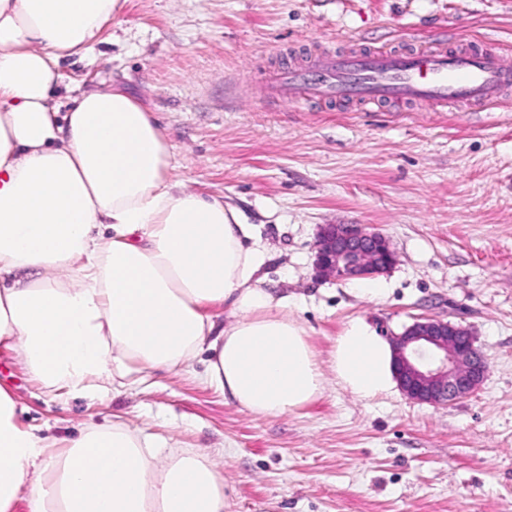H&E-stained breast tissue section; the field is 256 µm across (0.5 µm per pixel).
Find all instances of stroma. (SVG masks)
<instances>
[{
	"mask_svg": "<svg viewBox=\"0 0 512 512\" xmlns=\"http://www.w3.org/2000/svg\"><path fill=\"white\" fill-rule=\"evenodd\" d=\"M451 35L512 51V0H125L66 89L135 95L170 146L179 188L230 200L270 251L265 287L295 297L322 362L352 319L385 337L418 316L469 327L486 373L450 405L361 401L326 372L297 413L225 403L193 371L150 373L104 398L49 395L0 343V385L37 434L69 438L119 419L209 453L228 512H512V100L488 110L360 109L265 98L257 75L316 45L423 44ZM386 235L377 282L322 280L319 225Z\"/></svg>",
	"mask_w": 512,
	"mask_h": 512,
	"instance_id": "1",
	"label": "stroma"
}]
</instances>
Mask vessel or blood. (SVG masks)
Masks as SVG:
<instances>
[{
    "mask_svg": "<svg viewBox=\"0 0 512 512\" xmlns=\"http://www.w3.org/2000/svg\"><path fill=\"white\" fill-rule=\"evenodd\" d=\"M265 86L302 104L429 109L484 107L512 90V63L495 49L440 40L405 48H317L310 59L264 72Z\"/></svg>",
    "mask_w": 512,
    "mask_h": 512,
    "instance_id": "1",
    "label": "vessel or blood"
}]
</instances>
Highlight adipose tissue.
Returning a JSON list of instances; mask_svg holds the SVG:
<instances>
[{
  "label": "adipose tissue",
  "mask_w": 512,
  "mask_h": 512,
  "mask_svg": "<svg viewBox=\"0 0 512 512\" xmlns=\"http://www.w3.org/2000/svg\"><path fill=\"white\" fill-rule=\"evenodd\" d=\"M122 0H0V341L46 392L93 398L207 354L225 401L284 416L324 373L294 301L264 286L266 250L229 201L178 189L152 112L109 85L52 98ZM224 309L216 324L213 307ZM394 351L364 320L337 336V384L394 392ZM225 512L209 454L166 451L122 422L50 440L0 386V512Z\"/></svg>",
  "instance_id": "1"
}]
</instances>
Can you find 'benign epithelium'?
Masks as SVG:
<instances>
[{
	"instance_id": "obj_1",
	"label": "benign epithelium",
	"mask_w": 512,
	"mask_h": 512,
	"mask_svg": "<svg viewBox=\"0 0 512 512\" xmlns=\"http://www.w3.org/2000/svg\"><path fill=\"white\" fill-rule=\"evenodd\" d=\"M397 262L390 240L358 224H323L314 269L324 279H364ZM395 373L411 400L448 404L474 393L485 377L484 361L469 330L429 316L416 319L392 337Z\"/></svg>"
}]
</instances>
